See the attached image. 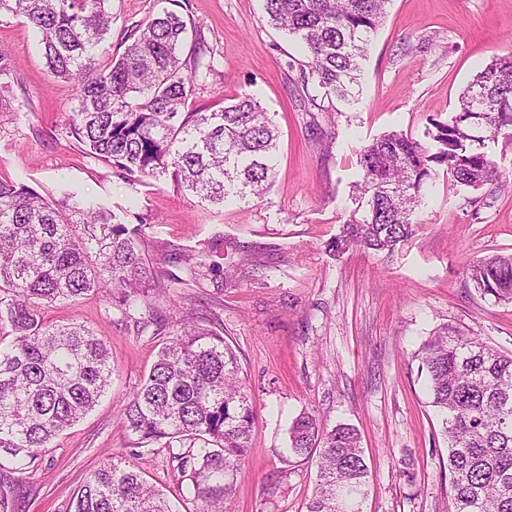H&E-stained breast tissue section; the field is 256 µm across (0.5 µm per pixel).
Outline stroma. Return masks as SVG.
Returning <instances> with one entry per match:
<instances>
[{
	"instance_id": "stroma-1",
	"label": "stroma",
	"mask_w": 512,
	"mask_h": 512,
	"mask_svg": "<svg viewBox=\"0 0 512 512\" xmlns=\"http://www.w3.org/2000/svg\"><path fill=\"white\" fill-rule=\"evenodd\" d=\"M165 10L187 23L182 60L213 65L188 111L218 110L246 93L278 129L275 178L248 204L211 203L169 178L130 183L91 158L68 135L72 83L50 77L24 18H0V53L13 66V91L0 101V179L52 200L66 189L143 225L151 269L172 280L153 301L165 321L155 334L97 295L44 308L46 321L78 322L107 341L112 386L26 473L0 465V483L14 488L9 512H69L110 455L178 512H194L169 449L135 447L121 420L173 335L177 306L208 319L236 350L255 411L230 512H306L316 462L282 461L288 426L303 411L358 428L369 468L364 512H447L448 443L414 354L448 323L512 350V303L481 296L465 274L477 260L512 253V187L475 212L468 201L478 190L439 172L394 253L358 245L338 254L331 243L365 213L354 189L361 148L390 131L428 142L430 119L448 120L472 77L512 53V0H390L361 62L357 100L330 116L307 109L294 68L303 53L268 23L263 0H112L110 56L123 53L133 26ZM194 265L209 276L193 281ZM283 468L286 483L268 494Z\"/></svg>"
}]
</instances>
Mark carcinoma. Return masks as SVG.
Returning a JSON list of instances; mask_svg holds the SVG:
<instances>
[{
  "mask_svg": "<svg viewBox=\"0 0 512 512\" xmlns=\"http://www.w3.org/2000/svg\"><path fill=\"white\" fill-rule=\"evenodd\" d=\"M388 0H263L268 22L307 51L304 97L321 112L355 100L361 60L383 24ZM21 16L40 34L50 77L75 84L68 134L86 154L129 181L171 175L200 198L240 200L267 190L275 174L277 131L249 94L217 112H186L203 77L185 72L187 24L164 11L130 31L119 58L101 63L112 0H0V16ZM12 68L0 53V98ZM435 147L392 131L360 151L368 196L364 219L336 238V250L360 245L393 252L412 234L411 216L434 172L490 191L507 186L486 142L512 136V54L498 57L463 90L451 120H431ZM477 291L512 303V254L466 270ZM165 288L145 256L143 225L128 226L104 208L67 195L44 198L0 180V458L25 470L52 441L86 416L112 385L106 343L85 326L48 324L42 308L90 294L117 301L145 329L149 297ZM161 348L124 405L137 446L190 441L171 453L183 496L199 512H229L238 463L251 447L254 409L237 355L199 320L175 318ZM416 357L430 404L448 442V512H512V351L444 325ZM318 456L307 512H363L368 466L356 427H327L302 412L288 430V455ZM112 458L84 481L73 512H177L161 491Z\"/></svg>",
  "mask_w": 512,
  "mask_h": 512,
  "instance_id": "obj_1",
  "label": "carcinoma"
}]
</instances>
